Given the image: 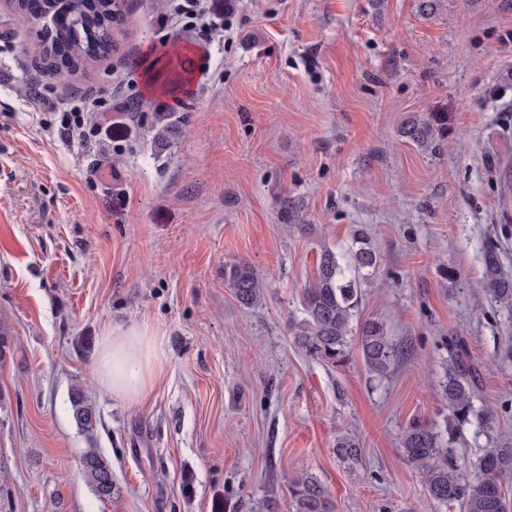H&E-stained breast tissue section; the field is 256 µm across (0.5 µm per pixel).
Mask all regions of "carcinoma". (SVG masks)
I'll return each mask as SVG.
<instances>
[{
  "label": "carcinoma",
  "instance_id": "1",
  "mask_svg": "<svg viewBox=\"0 0 512 512\" xmlns=\"http://www.w3.org/2000/svg\"><path fill=\"white\" fill-rule=\"evenodd\" d=\"M13 6L30 20L39 15L69 18L64 26L37 31L46 72L52 76L79 77L93 71L112 52L117 29L125 22L116 0H13ZM400 132L420 147L429 146L438 137L434 125L418 115L402 123ZM483 262L486 294L496 302L512 303V279L501 274L497 248L486 247ZM377 263V250L361 228L354 231L352 248L346 251L320 245L313 274L303 289V318L294 324L296 342L305 355L336 363L356 334L370 372L384 375L399 360L401 351L380 320L366 319L357 323L358 330H352L361 303V282ZM226 277L239 302L251 306L260 301L262 285L251 267L235 265ZM448 351L451 359L443 382L449 412L448 443H443L431 423L415 419L403 431L400 448L406 462L422 472L428 501L456 504L460 512H512V500L504 493V487L512 483V440L499 442L484 453L478 462V475L472 478L458 464L455 444L462 427L473 417L487 424L491 414L475 409V383L463 359L462 345L451 341ZM336 454L345 462L358 460V440L350 435L340 437ZM82 467L94 493L101 499H112L114 479L109 462L92 451L83 456ZM332 510L317 477L305 473L292 480V512Z\"/></svg>",
  "mask_w": 512,
  "mask_h": 512
}]
</instances>
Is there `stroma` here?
<instances>
[{"label":"stroma","mask_w":512,"mask_h":512,"mask_svg":"<svg viewBox=\"0 0 512 512\" xmlns=\"http://www.w3.org/2000/svg\"><path fill=\"white\" fill-rule=\"evenodd\" d=\"M420 2L209 0L222 24L203 45L166 0H123L115 51L72 79L42 72L0 0V512H291L303 473L336 512H458L427 502L399 443L412 419L448 425L452 336L493 415L465 426L459 464L512 436V309L477 286L491 244L512 277L495 172L512 158V0ZM90 92L84 135L61 139ZM413 114L447 116L434 146L400 137ZM358 225L379 262L357 317L405 353L384 377L358 344L331 366L291 330L319 243L348 249ZM136 323L164 368L133 403L93 365L103 334ZM346 432L359 463L336 456ZM90 450L111 499L83 473ZM226 277L239 302L251 306L260 301L262 285L250 266L235 265ZM82 467L94 493L100 499H111L114 492V479L109 462L92 451L83 456Z\"/></svg>","instance_id":"35a3bbf8"}]
</instances>
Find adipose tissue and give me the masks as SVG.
<instances>
[{"mask_svg": "<svg viewBox=\"0 0 512 512\" xmlns=\"http://www.w3.org/2000/svg\"><path fill=\"white\" fill-rule=\"evenodd\" d=\"M161 368L152 332L147 326L133 324L105 334L95 373L107 391L135 402L153 386Z\"/></svg>", "mask_w": 512, "mask_h": 512, "instance_id": "obj_1", "label": "adipose tissue"}]
</instances>
